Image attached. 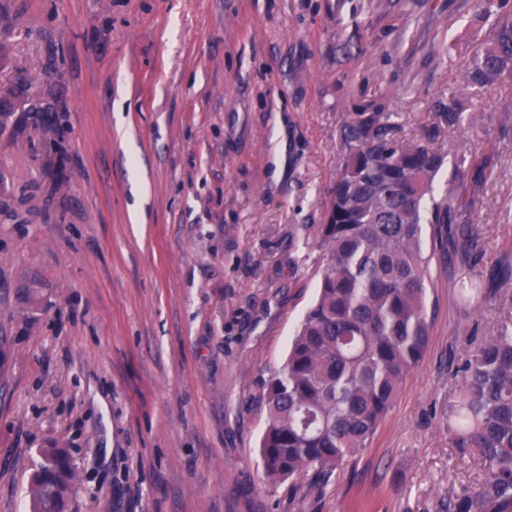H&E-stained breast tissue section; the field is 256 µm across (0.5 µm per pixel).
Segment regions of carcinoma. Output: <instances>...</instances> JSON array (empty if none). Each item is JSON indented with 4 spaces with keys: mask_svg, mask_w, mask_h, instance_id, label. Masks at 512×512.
<instances>
[{
    "mask_svg": "<svg viewBox=\"0 0 512 512\" xmlns=\"http://www.w3.org/2000/svg\"><path fill=\"white\" fill-rule=\"evenodd\" d=\"M475 51L467 81L494 84L512 72V20L499 18ZM436 122L403 142L387 112H360L343 124V158L314 246L324 265L318 294L301 319L283 366L265 382L260 458L265 477L329 482L350 456L369 447L430 336L427 288L433 253L425 225L468 260L479 231L460 224L473 208L464 185L440 192V127L462 120L460 103L437 104ZM483 295L477 280L458 285L466 306ZM448 432L460 460L478 459L475 493L448 500L447 512H512V318L465 359ZM29 487L30 512H71L79 478L68 453L43 448Z\"/></svg>",
    "mask_w": 512,
    "mask_h": 512,
    "instance_id": "cac0c4a2",
    "label": "carcinoma"
}]
</instances>
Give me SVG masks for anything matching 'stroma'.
<instances>
[{
    "instance_id": "stroma-1",
    "label": "stroma",
    "mask_w": 512,
    "mask_h": 512,
    "mask_svg": "<svg viewBox=\"0 0 512 512\" xmlns=\"http://www.w3.org/2000/svg\"><path fill=\"white\" fill-rule=\"evenodd\" d=\"M498 14L512 0H0V512H29L50 447L79 474L73 512H445L478 487L448 407L512 315L495 278L512 76L464 80ZM452 93L466 110L434 143L437 182L472 185L482 253L435 256L427 350L369 447L326 485L269 482L262 394L316 297L305 227L324 221L340 129L388 112L412 139Z\"/></svg>"
}]
</instances>
